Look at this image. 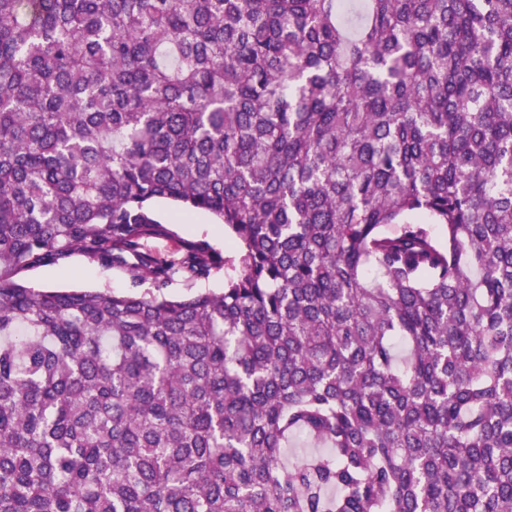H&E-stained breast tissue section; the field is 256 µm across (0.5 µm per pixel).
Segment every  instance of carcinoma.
I'll use <instances>...</instances> for the list:
<instances>
[{
	"mask_svg": "<svg viewBox=\"0 0 512 512\" xmlns=\"http://www.w3.org/2000/svg\"><path fill=\"white\" fill-rule=\"evenodd\" d=\"M0 512H512V0H0ZM157 219L173 231L171 237H159L149 239L144 243L145 250L158 258L170 259L186 240L205 238L211 244L224 253L230 250L231 242L224 235V226L206 213L186 212L179 210L167 201H157L154 204ZM32 288H85L112 292H142L131 288L130 280L120 268L102 267L80 252H73L60 263L40 266L21 274Z\"/></svg>",
	"mask_w": 512,
	"mask_h": 512,
	"instance_id": "carcinoma-1",
	"label": "carcinoma"
}]
</instances>
